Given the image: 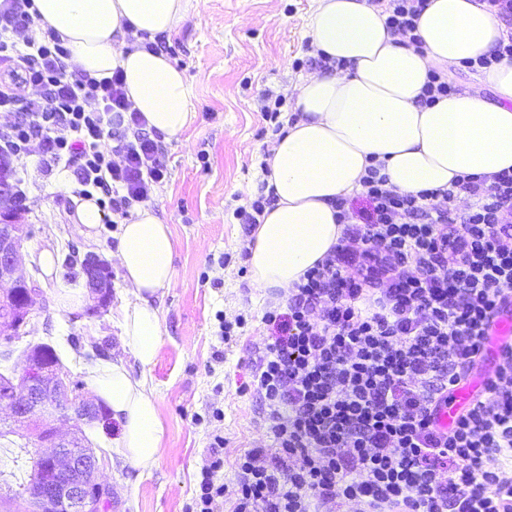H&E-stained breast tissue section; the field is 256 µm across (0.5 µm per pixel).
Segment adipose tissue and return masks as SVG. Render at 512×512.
<instances>
[{"instance_id": "1", "label": "adipose tissue", "mask_w": 512, "mask_h": 512, "mask_svg": "<svg viewBox=\"0 0 512 512\" xmlns=\"http://www.w3.org/2000/svg\"><path fill=\"white\" fill-rule=\"evenodd\" d=\"M190 0H34L43 28L55 31L78 69L102 80L122 70L124 90L147 131L170 140L192 124L183 71L143 42L172 31ZM307 35L325 67L293 92L296 119L265 162L266 208L248 243L253 282L285 291L326 257L342 235L335 202L362 188L382 164L402 194L447 190L462 176L512 171V59L480 69L494 100L460 91L435 104L419 97L431 71L489 54L512 37L481 0H428L414 38L392 34L375 0H317ZM173 236L148 206L122 221L113 257L128 294L117 309L123 339L142 366L160 349L153 301L171 288ZM94 391L120 427L116 451L140 472L157 462L165 437L143 379L112 364Z\"/></svg>"}]
</instances>
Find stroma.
Masks as SVG:
<instances>
[{
    "label": "stroma",
    "mask_w": 512,
    "mask_h": 512,
    "mask_svg": "<svg viewBox=\"0 0 512 512\" xmlns=\"http://www.w3.org/2000/svg\"><path fill=\"white\" fill-rule=\"evenodd\" d=\"M314 0H207L153 44L186 73L196 117L179 138L162 142L165 178L149 202L172 232L174 285L155 302L161 347L155 364L142 368L121 336L115 308L126 297L120 270L112 272L111 309L86 316L63 305L62 295L79 288L64 279L78 273L83 255L111 260L119 227L100 224L93 238L78 233L70 203L71 171L41 172L30 157L21 172L26 221L33 235L20 269L41 289L29 340L51 344L62 363L92 382L102 369L124 364L145 376L167 433L154 468L140 474L112 449L118 429L94 422L81 430L98 453L99 476L117 487L116 512H185L197 488L213 432L224 436L225 484L234 459L265 444L252 371L269 334L263 315L285 305L287 295L256 288L245 250L253 227L235 215L266 185L260 164L265 96L281 97L290 117L292 93L302 77L318 70L306 36ZM53 256L42 267L43 252ZM243 317L244 327L222 336L220 320ZM221 419H214V409Z\"/></svg>",
    "instance_id": "1"
}]
</instances>
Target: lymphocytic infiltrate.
<instances>
[{
    "label": "lymphocytic infiltrate",
    "mask_w": 512,
    "mask_h": 512,
    "mask_svg": "<svg viewBox=\"0 0 512 512\" xmlns=\"http://www.w3.org/2000/svg\"><path fill=\"white\" fill-rule=\"evenodd\" d=\"M33 0L0 8V154L74 176L73 197L127 217L165 177L120 75L74 68ZM380 165L338 201L344 229L322 263L266 311L254 367L266 445L226 487L214 435L186 512H512V343L448 428L434 416L482 356L512 295V173L400 194ZM469 202L458 206L459 195Z\"/></svg>",
    "instance_id": "lymphocytic-infiltrate-1"
}]
</instances>
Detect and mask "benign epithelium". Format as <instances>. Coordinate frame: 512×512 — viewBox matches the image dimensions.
Returning <instances> with one entry per match:
<instances>
[{
    "instance_id": "obj_1",
    "label": "benign epithelium",
    "mask_w": 512,
    "mask_h": 512,
    "mask_svg": "<svg viewBox=\"0 0 512 512\" xmlns=\"http://www.w3.org/2000/svg\"><path fill=\"white\" fill-rule=\"evenodd\" d=\"M10 178L0 177V344L9 346L26 335L34 313V281L18 273L23 242L31 235L24 209ZM83 275L97 315L112 303V271L96 254L84 256ZM0 403L11 410L9 429L31 439L37 459L47 469L41 480L48 494L24 498L25 512H105L112 509L114 488L99 480L97 463L80 441L78 423L100 421L103 412L88 401L85 382L60 362L46 363L41 344H32L18 377L0 381ZM74 422L62 434L58 422Z\"/></svg>"
}]
</instances>
